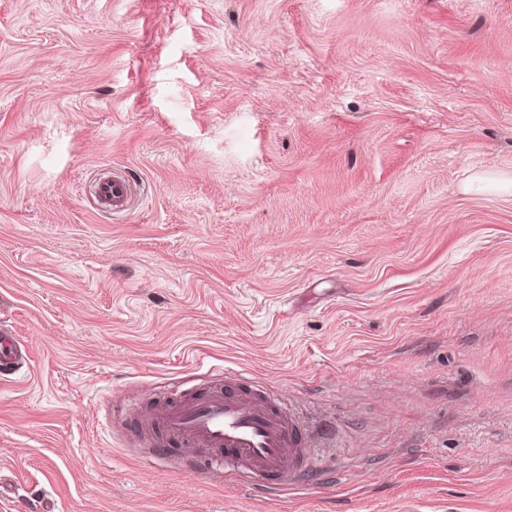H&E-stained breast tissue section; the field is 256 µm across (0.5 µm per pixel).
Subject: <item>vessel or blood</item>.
Wrapping results in <instances>:
<instances>
[{"instance_id":"b4317fda","label":"vessel or blood","mask_w":512,"mask_h":512,"mask_svg":"<svg viewBox=\"0 0 512 512\" xmlns=\"http://www.w3.org/2000/svg\"><path fill=\"white\" fill-rule=\"evenodd\" d=\"M133 195L129 179L118 173L95 183L94 200L102 210L125 212ZM25 363V345L0 324V377L15 379ZM144 424L162 441L156 459L199 449L211 470L231 467L265 481L270 489L311 468L319 444L333 438L320 423L307 422L281 394L265 390L243 373L225 387L174 392L151 408Z\"/></svg>"}]
</instances>
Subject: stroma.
Wrapping results in <instances>:
<instances>
[{
	"label": "stroma",
	"mask_w": 512,
	"mask_h": 512,
	"mask_svg": "<svg viewBox=\"0 0 512 512\" xmlns=\"http://www.w3.org/2000/svg\"><path fill=\"white\" fill-rule=\"evenodd\" d=\"M124 173V216L90 184ZM512 0H0V512H512ZM243 371L272 496L141 420ZM26 363V346L0 324V376L4 381L13 380L22 373Z\"/></svg>",
	"instance_id": "stroma-1"
}]
</instances>
